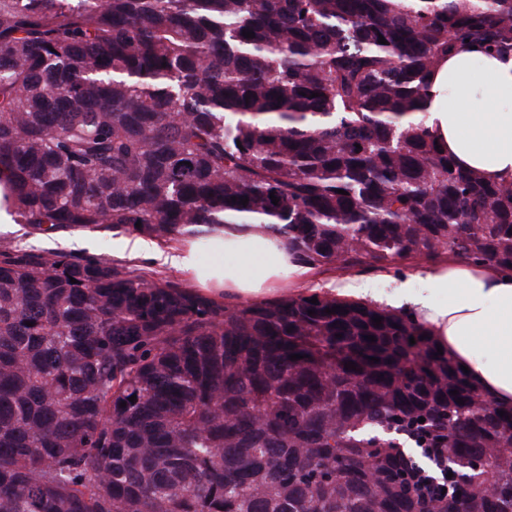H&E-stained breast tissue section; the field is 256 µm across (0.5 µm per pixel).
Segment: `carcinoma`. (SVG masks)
Instances as JSON below:
<instances>
[{
    "mask_svg": "<svg viewBox=\"0 0 512 512\" xmlns=\"http://www.w3.org/2000/svg\"><path fill=\"white\" fill-rule=\"evenodd\" d=\"M467 39L512 51V0H0L5 204L44 234L240 222L314 268L449 253L512 272V182L448 169L415 116ZM436 352L361 301L229 307L1 251L0 512H417L462 476L468 512H512V407Z\"/></svg>",
    "mask_w": 512,
    "mask_h": 512,
    "instance_id": "obj_1",
    "label": "carcinoma"
}]
</instances>
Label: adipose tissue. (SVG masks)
Returning <instances> with one entry per match:
<instances>
[{
    "mask_svg": "<svg viewBox=\"0 0 512 512\" xmlns=\"http://www.w3.org/2000/svg\"><path fill=\"white\" fill-rule=\"evenodd\" d=\"M421 114L431 138L459 166L486 181H512V53L487 55L461 44L427 77ZM214 259L199 267L194 240L162 249L142 236L125 239L130 256L186 272L203 293L260 300L284 282L318 287L314 268L297 263L280 237L248 224H228L208 238ZM334 292L429 327L442 348L467 366L482 392L512 405V278L491 264L456 259L419 270L391 292L376 294L364 279L339 280Z\"/></svg>",
    "mask_w": 512,
    "mask_h": 512,
    "instance_id": "1",
    "label": "adipose tissue"
}]
</instances>
